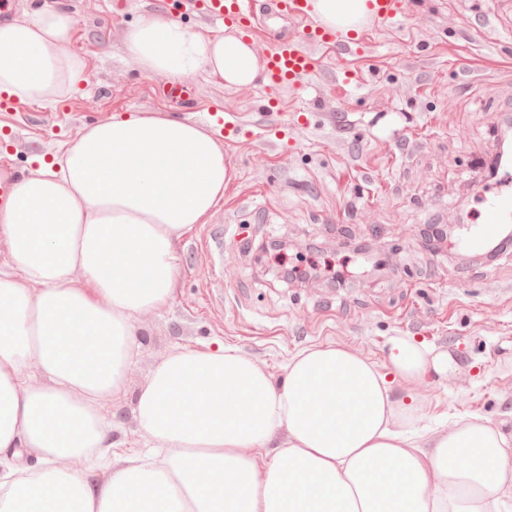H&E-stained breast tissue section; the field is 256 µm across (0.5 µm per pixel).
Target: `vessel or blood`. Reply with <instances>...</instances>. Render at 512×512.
Returning <instances> with one entry per match:
<instances>
[{
	"label": "vessel or blood",
	"mask_w": 512,
	"mask_h": 512,
	"mask_svg": "<svg viewBox=\"0 0 512 512\" xmlns=\"http://www.w3.org/2000/svg\"><path fill=\"white\" fill-rule=\"evenodd\" d=\"M193 8L210 21L224 24L249 37L254 33L258 16L253 0H190ZM371 18L390 23L401 18L406 10L405 0H366ZM275 17L292 19L299 24L297 33H280L275 49L264 61V89L268 108H275V94L284 87L299 88L313 71L318 51L333 48L348 56L362 49L360 36L315 23L312 19L313 0H272ZM502 183L488 201L480 224L451 241L454 249H480L497 238L512 224V155L503 154L498 161ZM17 174L0 161V214L13 205V187Z\"/></svg>",
	"instance_id": "obj_1"
}]
</instances>
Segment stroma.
Returning <instances> with one entry per match:
<instances>
[{"label":"stroma","instance_id":"stroma-1","mask_svg":"<svg viewBox=\"0 0 512 512\" xmlns=\"http://www.w3.org/2000/svg\"><path fill=\"white\" fill-rule=\"evenodd\" d=\"M75 18L69 49L84 76L52 104L0 111V131L18 139L9 164L29 174L36 158L76 142L113 115L158 111L203 122L222 109L237 136L212 129L232 171L206 223L175 243L173 294L138 321L141 347L128 377L137 392L156 364L184 349L236 347L283 380L289 357L334 344L387 368L385 343L409 336L451 354L448 376L415 384L419 428L479 416L512 428V251L465 260L428 251L424 224L480 223L484 195L497 186L483 164L512 119V31L491 20L492 0H412L405 17L363 25V52L327 53L304 88L283 89L280 109H261L262 84L229 88L198 73L192 102L167 100L168 78L138 70L125 32L141 15L175 17L205 36L224 28L167 0H64ZM352 73L336 80V67ZM264 221L252 215L255 204ZM224 238V268L210 244ZM290 242L288 261L310 256L309 283L281 278L266 251ZM108 466L93 465L96 488L145 451L131 400L107 402Z\"/></svg>","mask_w":512,"mask_h":512}]
</instances>
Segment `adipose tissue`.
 <instances>
[{
	"mask_svg": "<svg viewBox=\"0 0 512 512\" xmlns=\"http://www.w3.org/2000/svg\"><path fill=\"white\" fill-rule=\"evenodd\" d=\"M316 21L353 29L365 0H316ZM61 5L31 0L0 24V90L54 103L81 80ZM126 47L140 71L229 87L263 66L236 32L203 36L148 15ZM232 176L200 125L145 112L113 116L39 161L0 221L13 272L0 273V512H498L512 494V432L459 418L428 448L406 436L422 405L394 397L391 376H445L449 354L405 336L388 341L391 374L350 349L312 346L282 382L233 347L185 349L160 361L135 397L152 453L93 490L70 461L92 460L109 428L103 402L127 394L139 318L176 282L174 244L204 223ZM36 377H28V370ZM34 452L43 467L18 461Z\"/></svg>",
	"mask_w": 512,
	"mask_h": 512,
	"instance_id": "adipose-tissue-1",
	"label": "adipose tissue"
}]
</instances>
